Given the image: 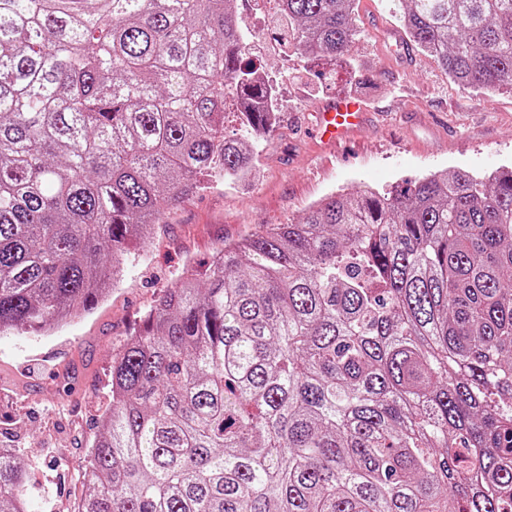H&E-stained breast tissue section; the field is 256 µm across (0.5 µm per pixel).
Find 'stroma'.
I'll use <instances>...</instances> for the list:
<instances>
[{"label":"stroma","instance_id":"obj_1","mask_svg":"<svg viewBox=\"0 0 512 512\" xmlns=\"http://www.w3.org/2000/svg\"><path fill=\"white\" fill-rule=\"evenodd\" d=\"M237 11L279 90L274 131L254 154L250 183L213 182L155 224L128 258L110 295L48 336L0 334V446L23 469L26 512H77L88 488V446L110 402L112 353L134 334L165 288L225 243L270 224H292L326 196L363 184L388 189L435 171L485 173L512 163V93L481 94L437 60L386 40L402 29L390 0H359L360 39L345 68L281 52L275 0H237ZM340 95L361 96L367 122L333 148L310 132L314 112Z\"/></svg>","mask_w":512,"mask_h":512}]
</instances>
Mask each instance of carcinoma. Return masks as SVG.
I'll list each match as a JSON object with an SVG mask.
<instances>
[{
    "instance_id": "1",
    "label": "carcinoma",
    "mask_w": 512,
    "mask_h": 512,
    "mask_svg": "<svg viewBox=\"0 0 512 512\" xmlns=\"http://www.w3.org/2000/svg\"><path fill=\"white\" fill-rule=\"evenodd\" d=\"M236 0H0V333L105 297L276 126ZM412 47L512 89V0H391ZM347 61L355 0H278ZM239 92L242 135L224 134ZM79 512H512V167L366 185L224 245L112 353ZM0 448V512H25Z\"/></svg>"
}]
</instances>
